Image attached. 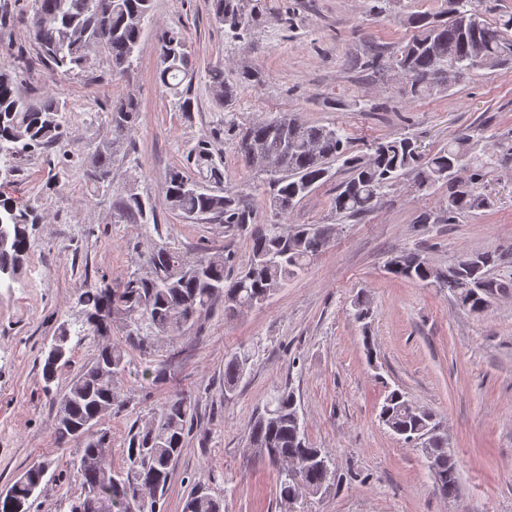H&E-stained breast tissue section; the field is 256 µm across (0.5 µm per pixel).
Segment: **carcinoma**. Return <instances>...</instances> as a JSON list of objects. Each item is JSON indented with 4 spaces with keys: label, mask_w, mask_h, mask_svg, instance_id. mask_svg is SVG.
Listing matches in <instances>:
<instances>
[{
    "label": "carcinoma",
    "mask_w": 512,
    "mask_h": 512,
    "mask_svg": "<svg viewBox=\"0 0 512 512\" xmlns=\"http://www.w3.org/2000/svg\"><path fill=\"white\" fill-rule=\"evenodd\" d=\"M249 0H212L217 23L237 38L253 24ZM455 16L448 18L441 0L435 11L400 14L397 19L417 31L407 44L390 52L369 45L363 54L350 60L354 68L374 76L392 71L399 75V94L407 100L421 99L448 86L445 69L448 59L463 61L468 68L483 66L512 68V13L487 19V0H455ZM31 28L40 56L51 73L64 79L75 71L94 65L97 55L107 57L112 75L123 77L134 64L144 30L150 19L151 0H31ZM157 74L162 87L177 98L182 112L193 107L189 94L199 69L195 55L188 50L180 30L161 32L156 45ZM215 105L231 112L241 86L260 81L251 72L237 80L224 77V62L219 60L205 71ZM65 103L55 96L29 98L21 95L8 70H0V162L10 163L22 155L48 147L65 149L62 112ZM138 103L131 97L112 100L106 112L107 136L92 152L89 176L96 187L110 181L112 167L126 155L135 125ZM479 129L461 132L435 153L420 150L415 138L400 135L369 143L367 152L356 155L349 137L335 126L313 125L285 114L252 123L234 131L237 152L244 142L261 144L279 159L275 171H265L246 162L250 168L268 176L272 223L255 228V210L242 194L223 188L224 171L215 161L207 142L190 150L187 166L169 172L165 186L168 207L191 220H218L245 236L250 263L236 276L229 274L234 255L202 250L193 257L178 248L160 245L143 256L150 273H131L118 287L90 285L79 295L84 320L78 336H95L101 341L98 353L71 379L65 391L54 396L56 408L55 440L67 445L78 440L76 429L93 422L99 425L115 404L114 382L127 368L125 347L149 355L160 340L191 330L215 301L224 299V311L241 312L264 304L290 279L305 270L311 260L325 250L333 234L329 224H297L280 230L285 218L309 193L326 183L334 164H340L347 177L337 186L331 205L336 214L365 217L374 211L386 191L411 175L417 188L427 191L438 184L448 186V200L440 213L422 212L418 224H455L459 216L485 208L483 194L487 177L503 164L512 166V135L500 140L491 154L476 152ZM197 177H192L191 172ZM152 207L135 192L116 199L114 222L148 223ZM38 222L35 207L0 197V224L13 225L7 247L0 249V268H24L30 251L29 226ZM390 273L448 289L457 305L472 313L486 310L483 300L505 293L512 283L491 276L495 268H512V249L462 254L446 267L436 266L419 251H408L387 262ZM123 320L125 346L112 343L111 323ZM251 356L243 349L224 363V390H234L245 376ZM60 364L41 356L44 389L58 379ZM404 441L427 424L435 425L416 411L398 391L389 392L379 418ZM191 419V406L182 397L166 402L151 425L129 436L125 456L127 468L116 471L75 467L82 494L69 502V512H161L160 501L168 490L176 461L181 455ZM249 443L255 456L281 466L280 498L302 494L288 480V462L310 454L330 456L326 448H315L308 441L294 394L278 391L263 410L248 424ZM95 449L109 455L112 433L93 431L85 439L82 454ZM435 458L442 462L434 475L438 492L450 499L460 493L458 466L448 461V442L431 445ZM335 475L328 467H314L304 477L305 484L328 488ZM44 478L32 467L7 486L10 500L32 508ZM138 484L146 500L130 496L131 484ZM183 512H224L223 502L190 490Z\"/></svg>",
    "instance_id": "carcinoma-1"
}]
</instances>
